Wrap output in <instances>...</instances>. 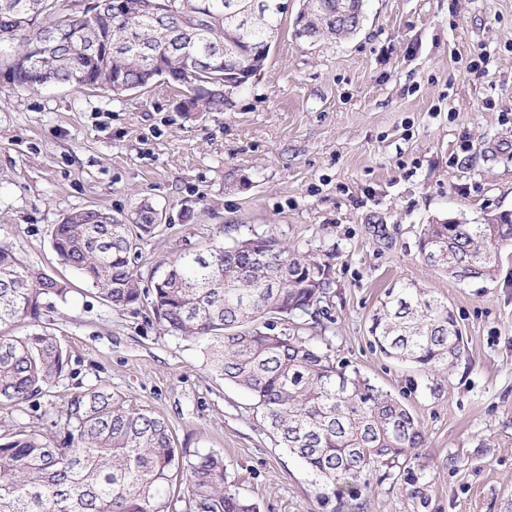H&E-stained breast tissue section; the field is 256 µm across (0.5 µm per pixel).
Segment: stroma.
I'll use <instances>...</instances> for the list:
<instances>
[{"label":"stroma","mask_w":512,"mask_h":512,"mask_svg":"<svg viewBox=\"0 0 512 512\" xmlns=\"http://www.w3.org/2000/svg\"><path fill=\"white\" fill-rule=\"evenodd\" d=\"M288 4L264 68L222 112H179L163 82L119 100L0 92V242L71 284L42 318L69 356L50 400L61 411L112 390L188 453L223 452L260 512H332L199 341L164 334L146 309L112 311L58 264L51 230L68 213L146 199L164 221L143 265L255 233L331 264L332 321L303 337L401 399L425 435L364 512H512V246L496 279L469 283L418 250L435 220L512 212V0H364L353 35L315 42L294 35L302 0ZM402 287L453 310L466 355L448 375L372 347V319Z\"/></svg>","instance_id":"35a3bbf8"}]
</instances>
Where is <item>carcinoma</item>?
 <instances>
[{
    "label": "carcinoma",
    "mask_w": 512,
    "mask_h": 512,
    "mask_svg": "<svg viewBox=\"0 0 512 512\" xmlns=\"http://www.w3.org/2000/svg\"><path fill=\"white\" fill-rule=\"evenodd\" d=\"M62 13L59 0H0V92L68 85L123 96L151 84L136 39L152 53L170 85L194 112L232 106L224 80L257 73L268 59L283 13L254 15L225 52L224 14L231 0H127L144 9ZM305 0L311 30H322L317 5ZM199 49L187 69L182 51ZM162 211L148 200L127 213L99 207L73 211L54 225L51 244L60 264L80 275L115 311L150 308L170 335L204 343L213 369L251 395L280 445L319 481L320 501L362 509L374 478L405 467L425 437L406 405L299 336L325 328L334 279L328 263L294 252L271 235L226 246L210 242L140 265L141 245ZM512 245V220L488 224H425L419 250L441 255L459 281L493 280L500 250ZM69 284L22 260L0 243V326L27 325L0 335V403L14 408L49 396L65 376L67 354L39 324L44 308L65 300ZM382 354L444 375L465 357L463 336L448 304L429 292L388 293L371 327ZM63 437L23 430L0 434V512H259L211 451L190 458L166 422L126 397L90 389L58 419Z\"/></svg>",
    "instance_id": "obj_1"
}]
</instances>
